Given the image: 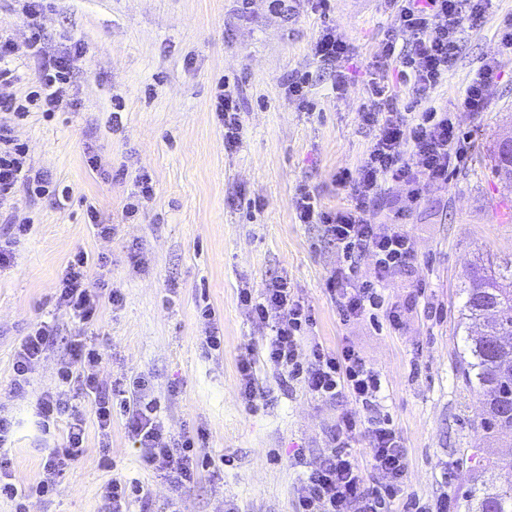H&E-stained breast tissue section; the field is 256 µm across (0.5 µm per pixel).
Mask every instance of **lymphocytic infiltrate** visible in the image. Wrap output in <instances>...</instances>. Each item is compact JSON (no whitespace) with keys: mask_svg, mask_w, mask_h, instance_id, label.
Wrapping results in <instances>:
<instances>
[{"mask_svg":"<svg viewBox=\"0 0 512 512\" xmlns=\"http://www.w3.org/2000/svg\"><path fill=\"white\" fill-rule=\"evenodd\" d=\"M491 0H400L396 29L400 41H387L372 63L367 81V98L359 116L363 125L375 128L373 145L365 161L356 169H339L338 186L349 189L346 206L329 209L317 195L301 185L297 188L296 215L299 223L322 225L324 234L341 250L344 263L328 279L329 292L340 319L349 323L362 319H382L392 329L403 324V309L390 303L384 286L393 273L415 256L413 240L402 217L387 224L371 223L369 215L387 184L404 186L412 203H419L425 183H444L448 174L462 162L467 139L452 113L438 111L429 103L430 93L454 66L462 49V21L479 26ZM37 62L36 88L25 101L0 97V112L20 118L30 105L47 112H71L78 106L71 71L72 56L83 53L81 42H73L60 52H44L40 29L29 39ZM313 53L321 64L334 67L333 88L344 93L350 83L345 68L351 46L333 27H325L316 40ZM397 71L410 86L414 107L402 110L388 79ZM50 182L48 172L27 163L24 144L14 128L0 122V206L11 201L18 187L35 194L44 193ZM369 253L375 258L374 274L357 275V258ZM239 298L249 315L270 327L271 334L259 351L287 378L302 380L307 391L332 400L349 392L357 412L343 416L340 438L324 450L318 464L304 481L296 512H394V503L405 483L407 463L402 441L393 424L380 415L382 385L377 370L346 346L331 352L322 345L310 348L308 359H301L304 333L312 324L308 307L293 296L286 279H272L261 291L241 289ZM100 294L90 284L89 258L76 253L64 268L57 302L74 318L92 322L100 306ZM55 336L46 322L33 325L20 340L14 354V391H24L35 364L44 356ZM101 353L80 340L70 346V358L58 373L56 390L44 392L38 400L39 424L50 430L66 424L62 446L48 449L44 470L48 477L29 490L12 481L8 459L0 458V499L20 501L31 492H51L54 475L67 462L85 453L84 421L72 404L74 394L90 400L101 439H108L112 428V408L120 406L127 418L128 434L141 452L146 467L159 471L175 483L192 482L199 462L196 450L205 442L204 430L180 440L167 437L159 420L158 401L150 380L134 376L111 386L99 378ZM368 436L371 467L382 475L381 483L366 487L361 469L349 451L353 438Z\"/></svg>","mask_w":512,"mask_h":512,"instance_id":"lymphocytic-infiltrate-1","label":"lymphocytic infiltrate"}]
</instances>
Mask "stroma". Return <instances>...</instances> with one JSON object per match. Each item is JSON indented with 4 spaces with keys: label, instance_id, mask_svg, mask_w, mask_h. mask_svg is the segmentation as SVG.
<instances>
[{
    "label": "stroma",
    "instance_id": "obj_1",
    "mask_svg": "<svg viewBox=\"0 0 512 512\" xmlns=\"http://www.w3.org/2000/svg\"><path fill=\"white\" fill-rule=\"evenodd\" d=\"M292 4L286 18L272 14L268 0H51L42 12L48 51L78 40L86 53L73 62L77 109L33 111L15 126L28 163L69 187V198L21 191L0 207V231L12 221L30 225L13 266L0 271V413L18 424L10 472L21 486L43 480L41 448L63 442L65 427L41 433L36 407L56 387L77 338L102 352L104 383L150 379L172 435L205 430L199 454L211 465L183 485L158 476L142 464L117 409L111 446L101 450L94 412L82 400L85 453L65 468L52 495L30 497L26 512H102L103 489L115 478L137 480L148 492L130 512H169L174 505L220 512L228 503L237 512H294L304 478L331 446L342 416L357 406L349 394L322 400L301 382L283 381L263 357L255 368L260 395L254 405L243 401L239 357L270 328L248 316L238 293L276 277L312 310L306 344L353 347L379 372L381 412L406 452L403 502L444 497L449 512H461L462 494L479 480L468 449L512 461V434L482 428L483 396L462 378L466 331L459 326L461 290L474 267L512 259V187L493 169L499 141L512 137V54L500 42L512 0H493L481 26L465 28L461 54L432 95L433 105L454 113L469 135L460 167L447 182L426 184L418 205L408 206L404 188L393 184L370 212L372 223L387 224L400 207L408 209L416 257L386 285L390 301L406 309L397 331L367 319L341 322L327 280L342 256L320 225L296 217L301 184L325 207L349 202L334 175L360 165L372 145L374 131L362 125L359 108L367 71L398 35L394 8L389 0H331L323 16L308 0ZM327 26L353 47L347 69L354 79L341 95L312 52ZM0 35L17 47L19 75L0 86V96L23 97L35 63L18 0H0ZM489 57L499 70L487 111H460L464 88ZM306 71L313 82L304 104L288 97L285 83ZM221 81L244 114L241 141L230 150L214 112ZM115 110L123 125L117 132ZM123 168L129 177L120 176ZM138 170L151 175L154 195L129 219L123 206ZM91 205L100 223L113 225L110 238L95 233ZM78 252L93 262L106 257L92 284L101 295H122L119 306L101 304L90 325L56 305L62 272ZM134 252L141 265L131 262ZM206 305L224 334L217 350L205 343ZM43 320L54 324V341L26 392L13 393L15 347L28 326Z\"/></svg>",
    "mask_w": 512,
    "mask_h": 512
}]
</instances>
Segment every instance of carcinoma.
Wrapping results in <instances>:
<instances>
[{
    "label": "carcinoma",
    "mask_w": 512,
    "mask_h": 512,
    "mask_svg": "<svg viewBox=\"0 0 512 512\" xmlns=\"http://www.w3.org/2000/svg\"><path fill=\"white\" fill-rule=\"evenodd\" d=\"M494 171L512 184V149L505 142L495 154ZM462 295L461 323L467 329L482 326L478 335L464 338L463 379L484 396V427L492 432L512 430V345L500 341L512 335V262L494 274L473 271ZM472 460L480 468V486L466 494L465 512H512V483L500 480L495 473L498 464L479 449Z\"/></svg>",
    "instance_id": "1"
}]
</instances>
